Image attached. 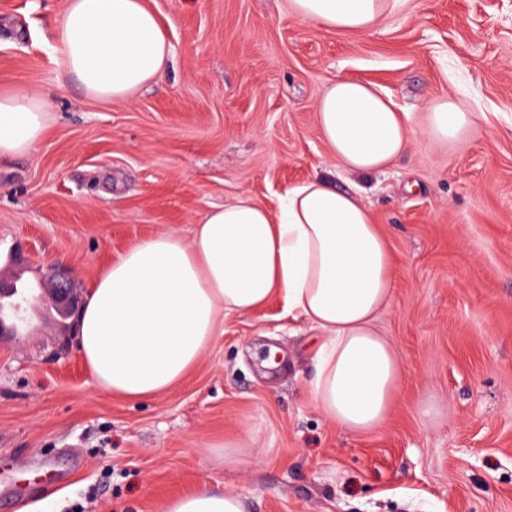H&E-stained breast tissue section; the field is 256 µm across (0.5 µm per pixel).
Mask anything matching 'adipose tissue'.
<instances>
[{"label":"adipose tissue","mask_w":512,"mask_h":512,"mask_svg":"<svg viewBox=\"0 0 512 512\" xmlns=\"http://www.w3.org/2000/svg\"><path fill=\"white\" fill-rule=\"evenodd\" d=\"M387 0H289L302 22L340 32L371 29ZM64 76L87 97L129 100L156 83L171 45L143 0H66L55 20ZM319 133L345 171L388 167L409 143L410 116L370 84L339 77L315 108ZM471 114L433 104L428 137L454 142ZM48 126L35 89L0 94V157L33 150ZM320 333L313 394L324 416L352 433L385 422L399 358L376 322L391 297V260L373 213L317 177L289 189L277 208L241 196L211 208L190 237L164 232L130 246L91 288L78 316V346L97 386L130 399L182 382L224 332V318L248 314L274 295ZM164 512H246L243 498L200 486L168 500Z\"/></svg>","instance_id":"obj_1"}]
</instances>
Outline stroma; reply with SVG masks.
Listing matches in <instances>:
<instances>
[{
    "instance_id": "stroma-1",
    "label": "stroma",
    "mask_w": 512,
    "mask_h": 512,
    "mask_svg": "<svg viewBox=\"0 0 512 512\" xmlns=\"http://www.w3.org/2000/svg\"><path fill=\"white\" fill-rule=\"evenodd\" d=\"M144 3L173 61L108 103L61 75L65 0H0V93L41 90L50 111L30 153L0 158V273L27 252L86 292L136 242L190 236L242 194L276 206L332 171L392 256L377 326L401 379L376 432L337 427L312 393L320 336L277 295L225 316L185 383L129 400L101 391L47 319L0 336L9 512H163L203 484L247 512H512V0H388L363 33L301 22L288 0ZM339 77L411 115L407 149L381 172L333 169L315 103ZM448 98L474 114L454 144L421 131ZM259 345L279 349V369L253 358Z\"/></svg>"
}]
</instances>
